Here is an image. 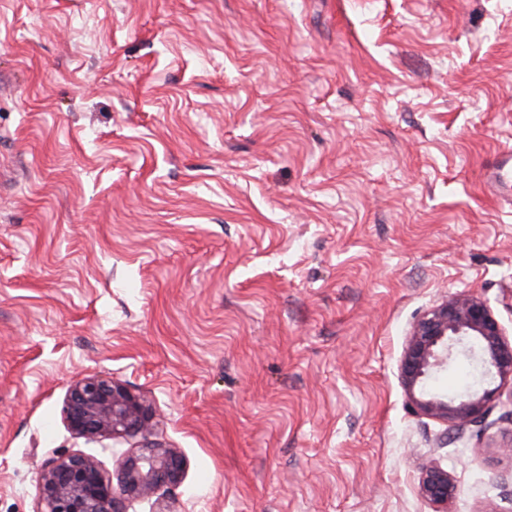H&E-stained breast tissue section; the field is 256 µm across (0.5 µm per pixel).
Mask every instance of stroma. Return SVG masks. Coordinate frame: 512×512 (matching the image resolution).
<instances>
[{
	"instance_id": "35a3bbf8",
	"label": "stroma",
	"mask_w": 512,
	"mask_h": 512,
	"mask_svg": "<svg viewBox=\"0 0 512 512\" xmlns=\"http://www.w3.org/2000/svg\"><path fill=\"white\" fill-rule=\"evenodd\" d=\"M512 0H0V512H36L77 374L185 462L178 512H512V394L414 414L454 294L512 340ZM455 358L431 392L470 391ZM488 184L490 187L506 193L508 196V204L512 199V153L511 150L502 153L498 160L488 171ZM419 493L435 507L434 512H447L455 494V485L448 470L436 463L425 465L419 480Z\"/></svg>"
}]
</instances>
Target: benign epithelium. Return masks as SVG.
I'll return each mask as SVG.
<instances>
[{
  "mask_svg": "<svg viewBox=\"0 0 512 512\" xmlns=\"http://www.w3.org/2000/svg\"><path fill=\"white\" fill-rule=\"evenodd\" d=\"M477 351L489 376L480 390L448 397L431 393L426 380L453 357ZM402 384L412 411L439 420L462 432L479 422L491 402L512 384V342L488 305L475 296H450L425 311L412 326L400 366ZM67 430L77 438L146 437L152 411L114 377L79 375L62 406ZM183 457L173 448L145 442L118 462L117 478L82 451L49 461L39 474V512H126V502L154 496L160 489L179 485ZM419 493L448 512L455 485L448 470L425 465Z\"/></svg>",
  "mask_w": 512,
  "mask_h": 512,
  "instance_id": "1",
  "label": "benign epithelium"
}]
</instances>
